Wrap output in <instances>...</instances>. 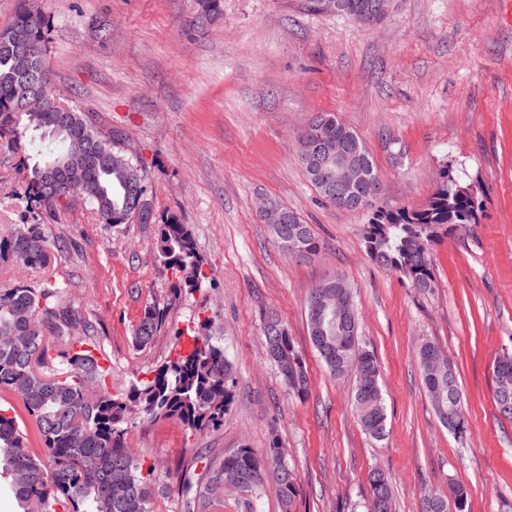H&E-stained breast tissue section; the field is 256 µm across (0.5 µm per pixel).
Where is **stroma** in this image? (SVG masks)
Here are the masks:
<instances>
[{"mask_svg": "<svg viewBox=\"0 0 512 512\" xmlns=\"http://www.w3.org/2000/svg\"><path fill=\"white\" fill-rule=\"evenodd\" d=\"M48 21L47 65L73 97L146 169L152 221L102 223L90 204L40 213L56 246L37 271L0 261V287L59 281L96 327L113 391L148 379L177 352L176 335L213 318L234 366V401L218 428L189 432L137 419L128 444L156 466L157 512H183L204 483L200 457L271 434L297 476L295 512H364L369 469L389 476L396 512H419L422 492L466 486L467 512H512V420L495 407L493 362L512 347V0H394L368 26L311 12L306 0H224L222 19L196 23L195 0H36ZM336 113L368 148L380 205L419 207L442 170L472 186L477 221L433 246L435 287L419 293L374 264L367 212L318 196L296 137ZM25 173L0 145V237L31 217ZM297 210L321 241L304 261L282 251L254 209L256 194ZM177 219L209 276L179 291L158 259L155 229ZM354 290L359 339L376 355L388 417L377 441L360 427L353 376L324 369L305 301L334 276ZM164 316L147 347L132 342L145 306ZM276 310L302 352L310 383L298 399L262 349ZM435 342L462 388L468 431L449 434L423 386L416 349ZM221 512H281L275 493L224 489Z\"/></svg>", "mask_w": 512, "mask_h": 512, "instance_id": "stroma-1", "label": "stroma"}]
</instances>
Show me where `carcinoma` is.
<instances>
[{"label": "carcinoma", "instance_id": "carcinoma-1", "mask_svg": "<svg viewBox=\"0 0 512 512\" xmlns=\"http://www.w3.org/2000/svg\"><path fill=\"white\" fill-rule=\"evenodd\" d=\"M198 19L212 21L223 15V0H196ZM13 23L23 29L29 41L47 55L44 37L45 16L32 0H19ZM17 59L0 50V138L25 151L27 138L58 140L64 149L34 166L23 157V169L31 170L23 198L35 209L55 211L64 207L60 198L79 184L89 191L87 201L102 223L126 224L132 217L142 224L151 221V206L145 169L139 162L131 174L129 167L114 164L107 168L97 157L124 155L112 132L96 129L85 113L71 100L45 96L42 108L23 112ZM82 137L87 159L70 163L60 171L65 184L55 196L47 183L48 170L70 157L71 138ZM318 137L329 148L336 141L352 139L355 150L372 179L378 174L361 138L343 124L336 114L325 112L312 118L297 137L298 160L306 165L310 140ZM291 224H272L274 241L285 251L305 250L316 256L321 250L318 236L301 215L292 210ZM476 223V200L469 185L459 183L443 171L439 188L421 207L377 208L370 212L366 227L374 226V236L364 237L368 257L382 269L409 281L412 287L428 292L435 286L432 244L447 224ZM55 246L46 225L39 222L18 224L6 238H0V259L9 258L18 266L44 267ZM156 248L159 258L171 269L179 289L192 293L203 287L208 276L204 262L186 225L173 219L158 225ZM313 288L306 300V316L312 346L330 373L336 375V358L360 360L354 374L353 405L362 430L381 441L387 436V414L380 367L376 355L361 347L355 338L358 317L348 329L336 331V320L324 318L326 342L311 331L315 319ZM213 320H198L196 326L179 336L180 348L172 359L153 371V376L113 394L105 378L107 370L95 353L94 326L72 306L66 288L45 278L34 285L18 284L0 288V390L10 391L23 402L32 417L37 434L46 449L49 464L33 454L26 433L14 416L0 409V479L8 480L22 512H58L64 502L73 512H156L152 482L156 467L145 465L127 443L132 420L143 416L178 420L197 432L220 425L233 402L229 387L233 366L224 354V345L212 336ZM163 317L153 306L144 309L133 331L136 347L144 348L161 332ZM264 353L274 348L276 366L288 388L299 398L307 395L309 376L301 351L288 332V326L275 313L263 318L261 326ZM436 349L430 340L421 342L416 352L422 382L435 415L444 408L448 416L464 414V403L457 374H448V361H431ZM494 400L498 413L512 420V352L504 351L493 366ZM288 459V451L274 434L261 454L243 445L224 455L220 462L209 461L208 482L187 512H211L221 502L224 481L234 478L249 492L262 485L261 474L274 456ZM283 488L279 500L284 512H292L297 497L293 468L280 476ZM365 512H393L391 485L383 470L368 474ZM424 497L452 500L454 512H466L468 490L457 482L447 491H429Z\"/></svg>", "mask_w": 512, "mask_h": 512}]
</instances>
